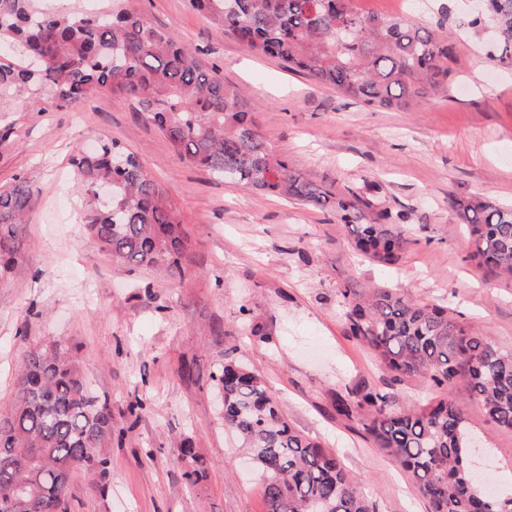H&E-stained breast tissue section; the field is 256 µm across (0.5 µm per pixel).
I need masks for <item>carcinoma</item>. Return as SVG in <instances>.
I'll return each mask as SVG.
<instances>
[{
  "mask_svg": "<svg viewBox=\"0 0 512 512\" xmlns=\"http://www.w3.org/2000/svg\"><path fill=\"white\" fill-rule=\"evenodd\" d=\"M32 0H0V52L22 49L43 59L39 69L0 59V97L51 83L57 97L80 105L89 91L136 98L170 146L212 176L256 192L327 203L345 224L353 247L368 259L397 264L408 239L387 213L353 190L333 193L288 167L259 132L245 97L207 70L189 47L135 11L61 16ZM250 49L278 57L315 82L368 105L418 102L448 79L450 34L404 18L355 10L353 0H188ZM468 25L498 32L495 60L512 66V0H484ZM81 179L86 232L120 270L183 273L185 234L169 192L136 155L101 141L95 156L71 159ZM114 185L104 206L95 187ZM472 258L512 279V208L453 198ZM30 194L25 181L0 191V261L18 262ZM350 334L395 383L421 377L444 390L403 407L393 393L364 387L337 403L363 437L407 473L428 512H512L488 501L469 471L474 430L453 397L465 387L496 428L512 432V350L448 315V307L409 299L394 288L341 290ZM224 394V426L263 476L266 512H376L359 481L329 449L293 428L264 378L232 360L216 373ZM112 410L91 389L78 357L65 344L32 347L16 373L14 397L0 412V497L19 500L16 512H67L70 483L58 469L81 470L91 491L109 495Z\"/></svg>",
  "mask_w": 512,
  "mask_h": 512,
  "instance_id": "carcinoma-1",
  "label": "carcinoma"
}]
</instances>
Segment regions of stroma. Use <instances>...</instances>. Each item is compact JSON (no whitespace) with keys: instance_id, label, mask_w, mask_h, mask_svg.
<instances>
[{"instance_id":"obj_1","label":"stroma","mask_w":512,"mask_h":512,"mask_svg":"<svg viewBox=\"0 0 512 512\" xmlns=\"http://www.w3.org/2000/svg\"><path fill=\"white\" fill-rule=\"evenodd\" d=\"M78 15L123 7L198 50L248 100L275 155L329 191L353 189L402 225L409 240L389 266L358 257L328 206L315 207L213 178L175 152L135 100L90 91L74 108L44 85L0 105V190L25 180L29 221L19 260L0 274V410L13 398L26 350L62 340L112 407L111 487L96 498L71 478L68 512H266L257 474L224 426L210 374L226 356L266 380L289 422L333 449L362 478L377 512H426L407 475L336 412V399L380 386L378 361L348 336L346 283L386 286L448 305L465 325L512 349V280L479 270L449 196L512 206V67L493 63V29L473 35L469 0H354L453 34L445 95L405 108L369 106L281 60L249 50L187 0H35ZM103 139L134 152L169 189L188 238L184 272L117 271L81 225L82 192L69 159ZM264 333H250L252 325ZM481 438L482 488L512 497V432L487 423L454 391ZM142 401L144 410L128 408ZM191 440L203 473L187 484L179 454Z\"/></svg>"}]
</instances>
